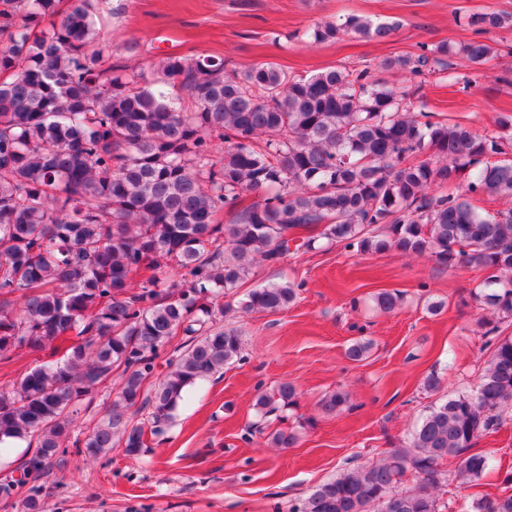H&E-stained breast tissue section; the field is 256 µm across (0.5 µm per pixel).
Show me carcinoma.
<instances>
[{
	"label": "carcinoma",
	"mask_w": 512,
	"mask_h": 512,
	"mask_svg": "<svg viewBox=\"0 0 512 512\" xmlns=\"http://www.w3.org/2000/svg\"><path fill=\"white\" fill-rule=\"evenodd\" d=\"M468 25L512 28V16L473 13ZM393 29L351 15L312 37ZM458 52L479 66L492 47L423 44L381 66L427 76ZM0 74L9 75L0 79V361L73 337L62 360L0 389V437L35 443L20 477L0 483L3 498L27 492L26 512H43L41 479L69 447L140 456L145 431L132 408L150 409L159 433L187 387L242 360L239 331L215 324L217 299L258 258L277 265L319 237L361 253H428L486 272L473 297L512 319V208L491 216L473 204L512 198V159L491 160L508 137L415 112L366 66L303 77L274 62L238 71L222 58L167 53L150 80L112 62L94 0H69L64 11L58 0H0ZM246 193L261 199L243 207ZM295 298L294 284L271 282L240 308L276 312ZM374 300L388 314L403 295L384 289ZM483 325L491 356L472 392L435 403L407 445L316 485L288 512H442L436 489L478 485L491 463L476 445L512 408V337ZM180 334L188 344L173 347L168 371L145 389L157 353ZM371 349L356 340L346 355L360 361ZM115 375L103 417L85 439L71 438L84 401ZM296 403V387L282 382L255 407L264 420ZM320 406L342 411L349 394ZM450 458L455 469H442ZM410 476L415 485L401 489ZM472 512H512V495L477 499Z\"/></svg>",
	"instance_id": "1"
}]
</instances>
